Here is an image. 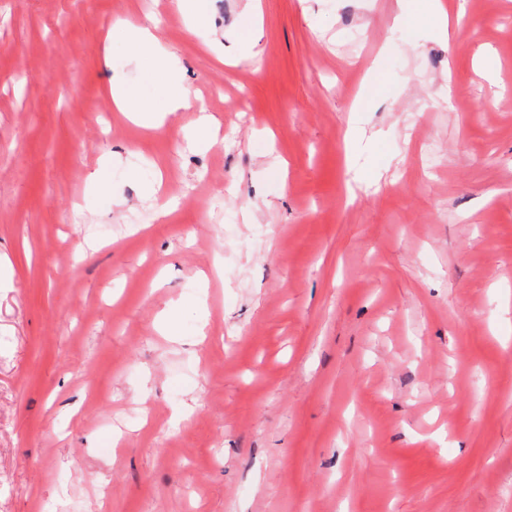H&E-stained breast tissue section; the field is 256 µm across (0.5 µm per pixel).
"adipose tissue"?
Instances as JSON below:
<instances>
[{"label": "adipose tissue", "mask_w": 512, "mask_h": 512, "mask_svg": "<svg viewBox=\"0 0 512 512\" xmlns=\"http://www.w3.org/2000/svg\"><path fill=\"white\" fill-rule=\"evenodd\" d=\"M125 36L136 59L149 62L151 74L161 88L162 98L155 105H139L130 89L116 81L112 84V102L115 108L128 113L136 125L146 128L159 127L163 117L167 115L195 111L198 118L192 128V135L200 145L212 146L214 118L203 112L198 97L182 86V64L174 54L162 49L157 26L150 23L132 26L126 29Z\"/></svg>", "instance_id": "obj_1"}]
</instances>
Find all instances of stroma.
Listing matches in <instances>:
<instances>
[{
  "label": "stroma",
  "instance_id": "stroma-1",
  "mask_svg": "<svg viewBox=\"0 0 512 512\" xmlns=\"http://www.w3.org/2000/svg\"><path fill=\"white\" fill-rule=\"evenodd\" d=\"M246 2L0 0V512H512V0ZM126 40L132 46L135 59L147 60L151 74L162 91V98L156 105H139L130 89L120 81L112 79V102L119 112L129 113L130 119L139 126L157 128L163 117L181 111L201 112L193 128L196 141L210 147L215 143L212 135L214 118L199 104V98L181 85L182 64L174 55L161 48L157 25L147 23L132 26L125 31Z\"/></svg>",
  "mask_w": 512,
  "mask_h": 512
}]
</instances>
